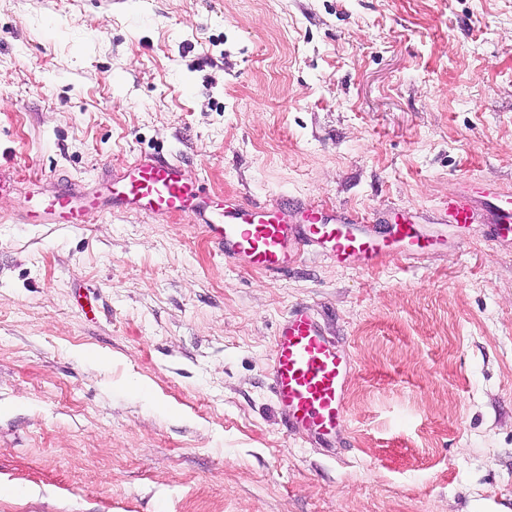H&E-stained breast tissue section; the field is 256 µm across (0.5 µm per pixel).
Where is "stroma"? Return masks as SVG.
<instances>
[{
  "label": "stroma",
  "mask_w": 512,
  "mask_h": 512,
  "mask_svg": "<svg viewBox=\"0 0 512 512\" xmlns=\"http://www.w3.org/2000/svg\"><path fill=\"white\" fill-rule=\"evenodd\" d=\"M142 152L430 223L512 188V0H0V512H512V247L272 278L185 216L21 222ZM298 304L355 365L332 448L274 406Z\"/></svg>",
  "instance_id": "1"
}]
</instances>
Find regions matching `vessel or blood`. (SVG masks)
Returning <instances> with one entry per match:
<instances>
[{
	"instance_id": "vessel-or-blood-1",
	"label": "vessel or blood",
	"mask_w": 512,
	"mask_h": 512,
	"mask_svg": "<svg viewBox=\"0 0 512 512\" xmlns=\"http://www.w3.org/2000/svg\"><path fill=\"white\" fill-rule=\"evenodd\" d=\"M108 208L188 216L225 259L269 276L287 273L305 251L342 266L357 259L371 267L392 251L413 259L444 246L436 225L463 233L481 210L493 240H512V190L495 182L463 180L440 204L435 226L408 213L374 223L344 211L288 204L271 210L256 200L222 198L190 178L180 162L154 154L110 171L92 192L62 180L52 198L26 199L22 217L28 224H83ZM352 370L347 351L325 334L314 309L292 307L278 324L270 362L274 402L287 430L328 447L346 422Z\"/></svg>"
}]
</instances>
